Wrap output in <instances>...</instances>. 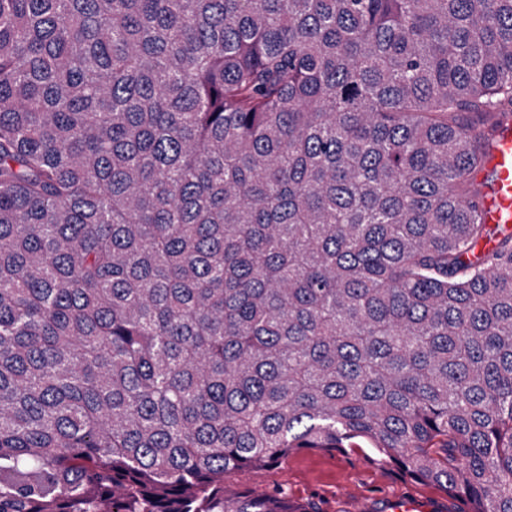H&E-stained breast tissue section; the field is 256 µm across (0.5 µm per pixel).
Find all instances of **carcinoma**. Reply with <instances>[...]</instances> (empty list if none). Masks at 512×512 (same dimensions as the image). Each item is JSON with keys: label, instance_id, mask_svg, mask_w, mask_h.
<instances>
[{"label": "carcinoma", "instance_id": "cac0c4a2", "mask_svg": "<svg viewBox=\"0 0 512 512\" xmlns=\"http://www.w3.org/2000/svg\"><path fill=\"white\" fill-rule=\"evenodd\" d=\"M512 0H0V512H317L357 448L512 512ZM487 172L492 182L484 189L481 203L484 223L512 228V118L505 120L488 153L487 169L477 176L482 182Z\"/></svg>", "mask_w": 512, "mask_h": 512}]
</instances>
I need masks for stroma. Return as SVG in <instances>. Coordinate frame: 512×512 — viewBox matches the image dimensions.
Returning <instances> with one entry per match:
<instances>
[{
	"label": "stroma",
	"instance_id": "stroma-1",
	"mask_svg": "<svg viewBox=\"0 0 512 512\" xmlns=\"http://www.w3.org/2000/svg\"><path fill=\"white\" fill-rule=\"evenodd\" d=\"M227 490L264 495L281 489L293 501L315 502L319 512H385L395 498L416 501L425 512H456L458 503L431 484L405 475L398 467L379 463L370 449L304 450L267 469L228 473Z\"/></svg>",
	"mask_w": 512,
	"mask_h": 512
}]
</instances>
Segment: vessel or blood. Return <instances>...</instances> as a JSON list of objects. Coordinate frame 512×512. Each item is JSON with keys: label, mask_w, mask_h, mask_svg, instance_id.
Segmentation results:
<instances>
[{"label": "vessel or blood", "mask_w": 512, "mask_h": 512, "mask_svg": "<svg viewBox=\"0 0 512 512\" xmlns=\"http://www.w3.org/2000/svg\"><path fill=\"white\" fill-rule=\"evenodd\" d=\"M493 178L481 203L485 223L512 228V118L505 120L488 153Z\"/></svg>", "instance_id": "1"}]
</instances>
